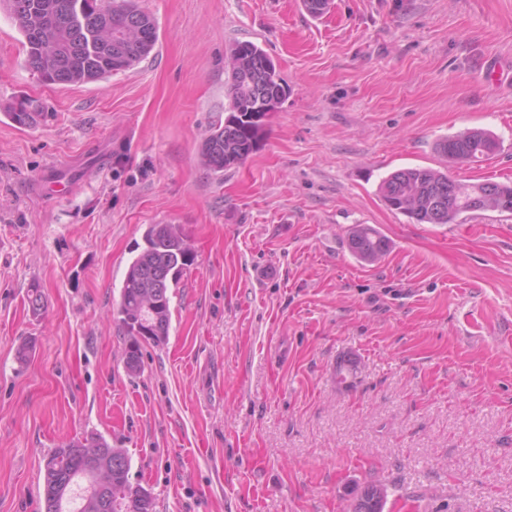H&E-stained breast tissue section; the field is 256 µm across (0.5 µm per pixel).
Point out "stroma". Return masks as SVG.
Wrapping results in <instances>:
<instances>
[{
  "label": "stroma",
  "mask_w": 512,
  "mask_h": 512,
  "mask_svg": "<svg viewBox=\"0 0 512 512\" xmlns=\"http://www.w3.org/2000/svg\"><path fill=\"white\" fill-rule=\"evenodd\" d=\"M142 6L152 54L66 88L26 67L0 13V512H42L44 456L93 434L126 450L155 512H351L373 477L396 486L385 512H512V213L416 224L378 193L418 166L512 185V0ZM244 41L288 96L217 177L200 145ZM21 97L37 127L4 118ZM468 128L501 149L448 166L437 142ZM157 223L195 261L133 375L113 313ZM359 224L389 239L380 262L352 257Z\"/></svg>",
  "instance_id": "35a3bbf8"
}]
</instances>
